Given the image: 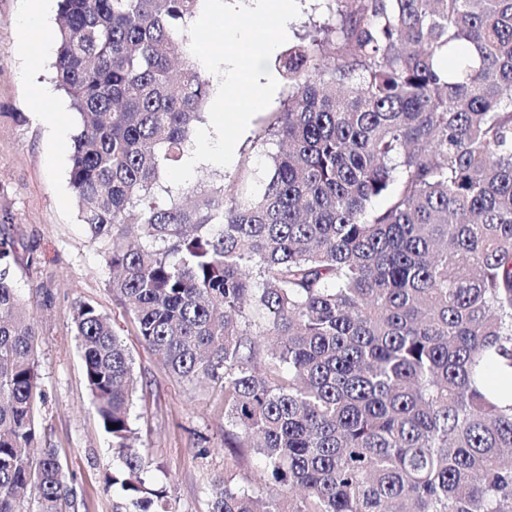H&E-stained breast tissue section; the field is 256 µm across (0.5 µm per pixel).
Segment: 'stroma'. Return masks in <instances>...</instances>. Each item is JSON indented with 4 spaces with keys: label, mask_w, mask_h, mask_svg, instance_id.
I'll return each instance as SVG.
<instances>
[{
    "label": "stroma",
    "mask_w": 512,
    "mask_h": 512,
    "mask_svg": "<svg viewBox=\"0 0 512 512\" xmlns=\"http://www.w3.org/2000/svg\"><path fill=\"white\" fill-rule=\"evenodd\" d=\"M297 2L289 43L340 21L336 0ZM25 10L26 0H0V214L11 215L9 223H0V236L15 243V283L38 323V445L55 449L68 470L76 495L66 512H116L121 500L107 478L118 462L92 404L70 328L74 305L92 303L111 318L133 356L139 380L134 427L156 478L170 484L178 512H207L216 475L231 470L240 482L258 488L264 483L262 464L254 457L240 463L231 457L224 448L222 392L206 384L185 385L169 374L113 297L109 243L77 219L69 169L78 118L51 80L56 43L33 31L28 52L19 50ZM39 94L59 108L60 129L46 127L32 111ZM278 150L277 138L254 116L232 163L198 164L192 181L207 185L244 169L249 193L258 194Z\"/></svg>",
    "instance_id": "1"
}]
</instances>
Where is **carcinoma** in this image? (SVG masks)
<instances>
[{"mask_svg": "<svg viewBox=\"0 0 512 512\" xmlns=\"http://www.w3.org/2000/svg\"><path fill=\"white\" fill-rule=\"evenodd\" d=\"M54 80L79 115L78 217L109 288L181 381L220 385L228 471L208 512H512V0H345L275 66L263 192L154 199L212 81L183 29L202 0H57ZM336 55L324 70L323 54ZM0 239V512H63L34 452L38 328ZM72 330L133 512H176L136 444L134 359L109 316ZM116 428H108V425Z\"/></svg>", "mask_w": 512, "mask_h": 512, "instance_id": "1", "label": "carcinoma"}]
</instances>
